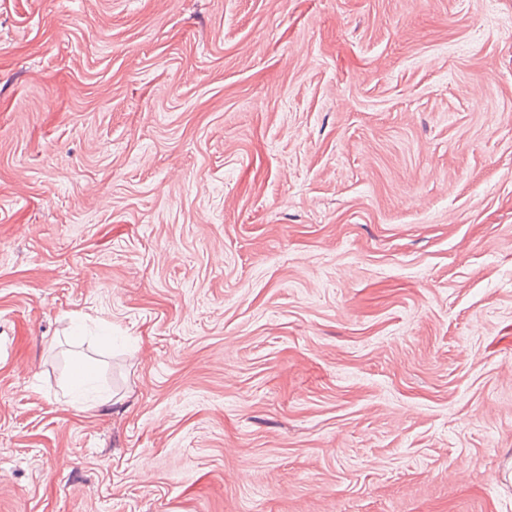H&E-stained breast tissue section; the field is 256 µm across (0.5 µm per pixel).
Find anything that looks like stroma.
I'll return each mask as SVG.
<instances>
[{
    "label": "stroma",
    "instance_id": "35a3bbf8",
    "mask_svg": "<svg viewBox=\"0 0 512 512\" xmlns=\"http://www.w3.org/2000/svg\"><path fill=\"white\" fill-rule=\"evenodd\" d=\"M0 512H512V0H0Z\"/></svg>",
    "mask_w": 512,
    "mask_h": 512
}]
</instances>
